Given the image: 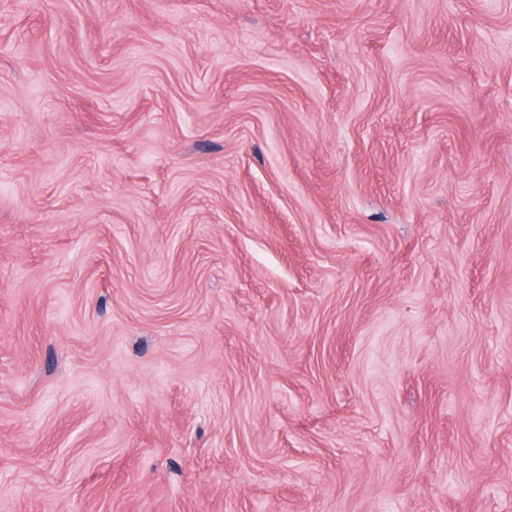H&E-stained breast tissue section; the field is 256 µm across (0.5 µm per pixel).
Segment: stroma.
<instances>
[{"label": "stroma", "mask_w": 512, "mask_h": 512, "mask_svg": "<svg viewBox=\"0 0 512 512\" xmlns=\"http://www.w3.org/2000/svg\"><path fill=\"white\" fill-rule=\"evenodd\" d=\"M0 0V512H512V0Z\"/></svg>", "instance_id": "1"}]
</instances>
